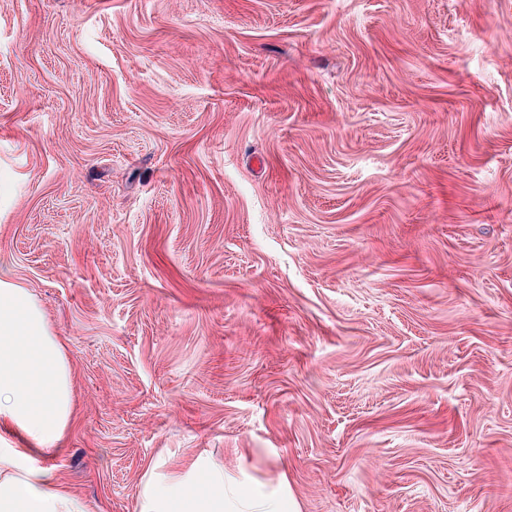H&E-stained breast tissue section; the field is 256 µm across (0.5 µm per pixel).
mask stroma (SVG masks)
<instances>
[{"mask_svg":"<svg viewBox=\"0 0 512 512\" xmlns=\"http://www.w3.org/2000/svg\"><path fill=\"white\" fill-rule=\"evenodd\" d=\"M0 264L90 512H512V0H0ZM136 512H288L277 493L249 494L226 476L224 465L199 456L187 469L155 462L144 474Z\"/></svg>","mask_w":512,"mask_h":512,"instance_id":"1","label":"stroma"}]
</instances>
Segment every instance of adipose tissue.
Segmentation results:
<instances>
[{"mask_svg": "<svg viewBox=\"0 0 512 512\" xmlns=\"http://www.w3.org/2000/svg\"><path fill=\"white\" fill-rule=\"evenodd\" d=\"M73 411L71 366L35 293L0 271V512H89L54 472ZM136 512H288L278 493L249 494L222 464L198 457L188 468L155 462Z\"/></svg>", "mask_w": 512, "mask_h": 512, "instance_id": "adipose-tissue-1", "label": "adipose tissue"}]
</instances>
